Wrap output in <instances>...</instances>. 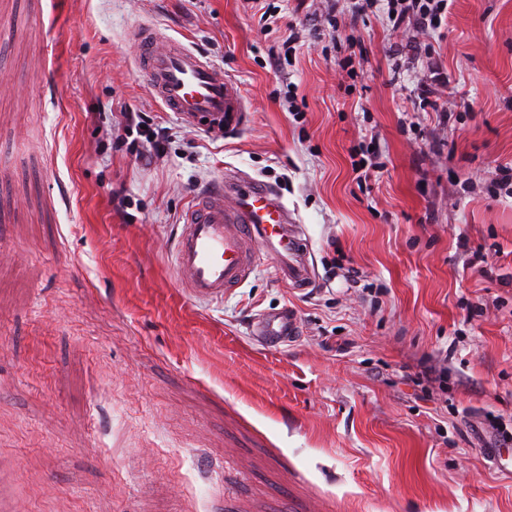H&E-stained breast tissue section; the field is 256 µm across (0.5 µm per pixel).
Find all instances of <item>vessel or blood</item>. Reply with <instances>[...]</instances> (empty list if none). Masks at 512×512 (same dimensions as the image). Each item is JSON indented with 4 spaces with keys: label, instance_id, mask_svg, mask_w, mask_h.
Returning a JSON list of instances; mask_svg holds the SVG:
<instances>
[{
    "label": "vessel or blood",
    "instance_id": "obj_1",
    "mask_svg": "<svg viewBox=\"0 0 512 512\" xmlns=\"http://www.w3.org/2000/svg\"><path fill=\"white\" fill-rule=\"evenodd\" d=\"M135 39L150 90L167 110L211 136L243 126L242 97L203 56L150 31L136 33ZM259 241L264 251H256ZM306 250L274 188L253 179L218 181L194 195L174 243L173 271L191 299L214 301L242 285L265 251L281 260V273L292 285L309 284ZM298 332L297 311L285 306L263 314L253 337L273 350Z\"/></svg>",
    "mask_w": 512,
    "mask_h": 512
}]
</instances>
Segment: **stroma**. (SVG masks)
Returning a JSON list of instances; mask_svg holds the SVG:
<instances>
[{"instance_id":"stroma-1","label":"stroma","mask_w":512,"mask_h":512,"mask_svg":"<svg viewBox=\"0 0 512 512\" xmlns=\"http://www.w3.org/2000/svg\"><path fill=\"white\" fill-rule=\"evenodd\" d=\"M354 2L0 0V512H512L486 455L492 421L512 432V195L490 187L512 0H453L436 31ZM143 25L223 72L239 132L155 99ZM128 112L169 128L163 154L107 139ZM361 145L385 164L363 186ZM228 173L287 205L307 289L273 255L223 301L181 288L185 211ZM286 304L300 336L255 347ZM443 358L425 399L412 379Z\"/></svg>"}]
</instances>
